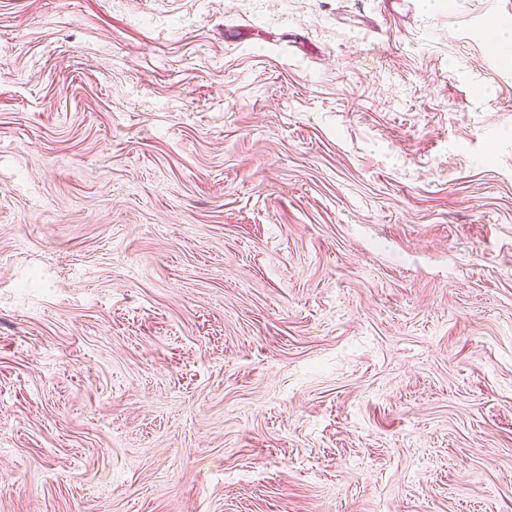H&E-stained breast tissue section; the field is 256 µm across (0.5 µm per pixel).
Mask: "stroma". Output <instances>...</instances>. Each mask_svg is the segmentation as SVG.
<instances>
[{
  "instance_id": "obj_1",
  "label": "stroma",
  "mask_w": 512,
  "mask_h": 512,
  "mask_svg": "<svg viewBox=\"0 0 512 512\" xmlns=\"http://www.w3.org/2000/svg\"><path fill=\"white\" fill-rule=\"evenodd\" d=\"M512 0H0V512H512Z\"/></svg>"
}]
</instances>
